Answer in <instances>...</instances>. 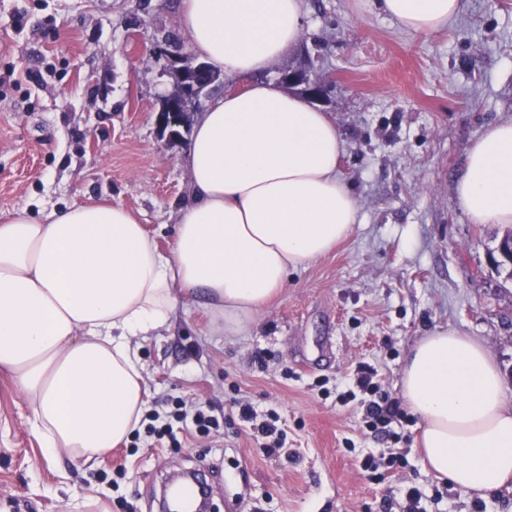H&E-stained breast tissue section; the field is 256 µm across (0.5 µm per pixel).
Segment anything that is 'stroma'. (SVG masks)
Returning a JSON list of instances; mask_svg holds the SVG:
<instances>
[{
    "label": "stroma",
    "mask_w": 512,
    "mask_h": 512,
    "mask_svg": "<svg viewBox=\"0 0 512 512\" xmlns=\"http://www.w3.org/2000/svg\"><path fill=\"white\" fill-rule=\"evenodd\" d=\"M182 0H0V217L118 203L160 247L190 196L191 137L157 121L175 71L198 64ZM297 47L261 75L306 70L346 141L340 172L360 222L326 256L290 272L243 334L212 330L201 303L179 307L142 349L148 411L212 410L217 432L157 443L137 427L111 457L46 458L25 397L0 372V512H158L167 478L199 470L214 512H512V481L486 498L429 473L419 420L403 426L409 465L384 483L364 458L386 453L363 422L358 365L400 396L406 354L451 328L483 344L512 390V281L494 259L501 226L469 221L455 198L467 150L512 118V0H463L439 32L415 34L373 0H303ZM42 85L6 82L10 68ZM276 412L280 457L239 417Z\"/></svg>",
    "instance_id": "35a3bbf8"
}]
</instances>
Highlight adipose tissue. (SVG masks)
Wrapping results in <instances>:
<instances>
[{
  "label": "adipose tissue",
  "mask_w": 512,
  "mask_h": 512,
  "mask_svg": "<svg viewBox=\"0 0 512 512\" xmlns=\"http://www.w3.org/2000/svg\"><path fill=\"white\" fill-rule=\"evenodd\" d=\"M406 31L431 34L461 0H378ZM193 50L233 77L265 71L298 41L303 0H184ZM336 122L278 83L210 102L185 156L193 193L160 248L120 204H74L0 222V370L25 395L45 457L96 460L125 442L146 407L140 350L179 305L242 334L358 221L340 173ZM455 196L471 223L512 224V119L469 147ZM401 397L420 420L434 476L487 497L512 481V404L488 350L439 329L411 348Z\"/></svg>",
  "instance_id": "ef3b65f1"
}]
</instances>
